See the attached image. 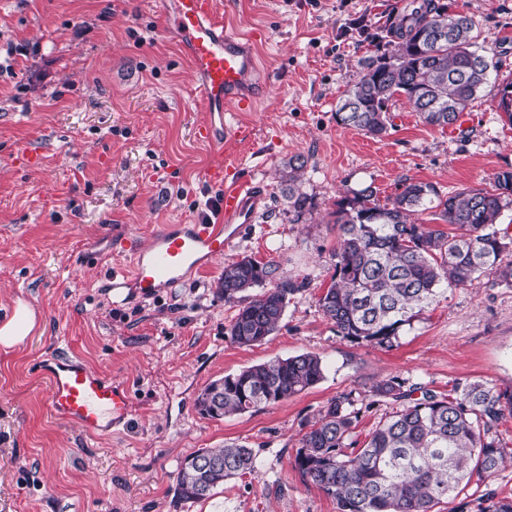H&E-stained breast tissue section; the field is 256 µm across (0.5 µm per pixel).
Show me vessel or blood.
I'll return each instance as SVG.
<instances>
[{"mask_svg":"<svg viewBox=\"0 0 512 512\" xmlns=\"http://www.w3.org/2000/svg\"><path fill=\"white\" fill-rule=\"evenodd\" d=\"M164 17L176 35L196 78V90L209 113L197 138L216 152L242 136L241 127L224 119L227 109L253 111L264 96L267 81L257 59L264 33L227 30L215 14L214 0H166ZM205 179L218 187V216L214 224H169L150 245L133 253L129 268L113 273V296L137 289L150 297L178 281L184 269L223 255L233 242L231 227L253 223L265 198L261 183L236 165L210 167ZM49 381L48 409L53 417L77 426L83 435L99 437L126 421L133 410L127 385L91 369L79 359L54 355L37 364Z\"/></svg>","mask_w":512,"mask_h":512,"instance_id":"1","label":"vessel or blood"}]
</instances>
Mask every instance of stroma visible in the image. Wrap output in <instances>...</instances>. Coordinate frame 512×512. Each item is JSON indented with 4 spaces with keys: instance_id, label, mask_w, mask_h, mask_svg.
Listing matches in <instances>:
<instances>
[{
    "instance_id": "stroma-1",
    "label": "stroma",
    "mask_w": 512,
    "mask_h": 512,
    "mask_svg": "<svg viewBox=\"0 0 512 512\" xmlns=\"http://www.w3.org/2000/svg\"><path fill=\"white\" fill-rule=\"evenodd\" d=\"M411 2L215 0L228 28L266 34L259 57L270 90L256 111L226 112L244 135L223 155L266 198L223 256L155 297L125 290L116 307L109 280L130 254L112 250L113 239L142 250L164 225L215 213L218 190L203 173L218 157L196 137L209 114L165 26L164 0H0V322L20 300L38 319L24 343L0 348V512H338L296 463L305 423L331 399L367 400L390 377L438 392L474 380L512 391V288L495 274L442 294L390 350L338 336L318 305L347 190L373 186L383 203L413 181L445 196L491 189L512 170V123L497 108L512 79V0H445L473 18L478 45L498 63L455 126L424 124L401 96L383 136L337 123L363 62L395 49ZM26 150L38 165L14 163ZM298 154L317 208L292 224L277 171ZM246 256L309 281L254 346L230 341L237 307L218 291L225 264ZM58 352L130 386L124 426L93 439L50 414L35 365ZM302 353L326 365L312 388L222 419L196 409L212 381ZM231 442L253 448L256 474L178 501L184 458ZM491 492L512 498V466L471 480L436 512H480Z\"/></svg>"
}]
</instances>
